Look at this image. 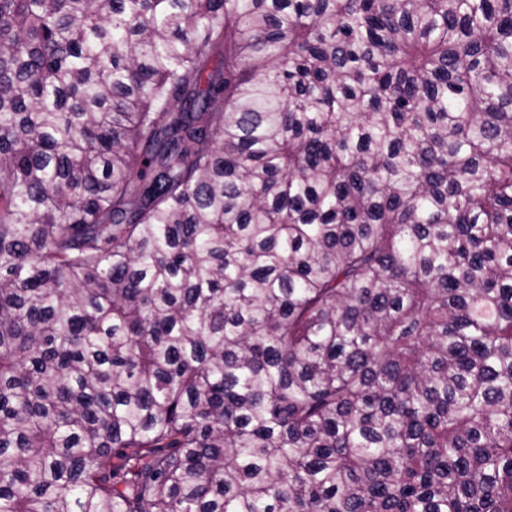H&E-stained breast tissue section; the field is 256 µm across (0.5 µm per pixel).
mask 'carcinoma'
<instances>
[{"mask_svg":"<svg viewBox=\"0 0 512 512\" xmlns=\"http://www.w3.org/2000/svg\"><path fill=\"white\" fill-rule=\"evenodd\" d=\"M0 512H512V0H0Z\"/></svg>","mask_w":512,"mask_h":512,"instance_id":"carcinoma-1","label":"carcinoma"}]
</instances>
